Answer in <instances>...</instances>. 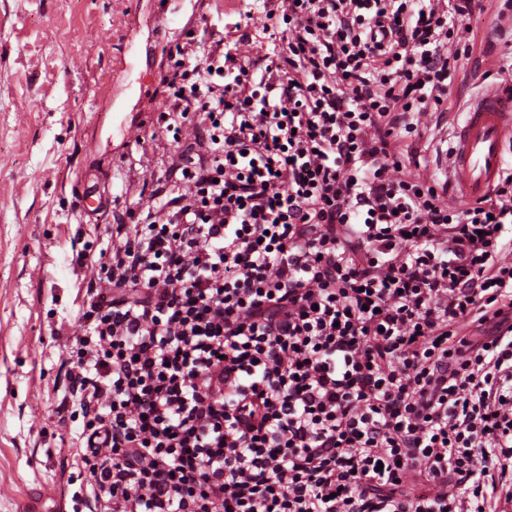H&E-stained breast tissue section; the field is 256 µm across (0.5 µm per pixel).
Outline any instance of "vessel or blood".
<instances>
[{
  "label": "vessel or blood",
  "instance_id": "1",
  "mask_svg": "<svg viewBox=\"0 0 512 512\" xmlns=\"http://www.w3.org/2000/svg\"><path fill=\"white\" fill-rule=\"evenodd\" d=\"M512 141V94L491 84L471 97L455 126L446 170L458 200L486 194L505 172L504 148Z\"/></svg>",
  "mask_w": 512,
  "mask_h": 512
}]
</instances>
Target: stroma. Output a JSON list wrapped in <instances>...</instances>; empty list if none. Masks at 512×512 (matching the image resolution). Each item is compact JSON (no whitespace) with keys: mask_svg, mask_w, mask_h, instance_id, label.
<instances>
[{"mask_svg":"<svg viewBox=\"0 0 512 512\" xmlns=\"http://www.w3.org/2000/svg\"><path fill=\"white\" fill-rule=\"evenodd\" d=\"M266 3L0 0V512H85L89 471L69 453L84 425L66 400L69 347L88 289L107 275L126 187L147 196L162 176L151 135L169 52L204 18L231 40L242 26L260 36ZM461 118H423L431 172ZM88 193L99 210L79 206Z\"/></svg>","mask_w":512,"mask_h":512,"instance_id":"35a3bbf8","label":"stroma"}]
</instances>
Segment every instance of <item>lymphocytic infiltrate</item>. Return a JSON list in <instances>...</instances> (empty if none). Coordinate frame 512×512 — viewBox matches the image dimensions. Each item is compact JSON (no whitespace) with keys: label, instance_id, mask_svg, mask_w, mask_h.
<instances>
[{"label":"lymphocytic infiltrate","instance_id":"f902f5d3","mask_svg":"<svg viewBox=\"0 0 512 512\" xmlns=\"http://www.w3.org/2000/svg\"><path fill=\"white\" fill-rule=\"evenodd\" d=\"M492 14V34L472 21ZM189 30L164 178L113 213L69 399L92 512H504L512 172L458 203L416 146L512 0H273Z\"/></svg>","mask_w":512,"mask_h":512}]
</instances>
